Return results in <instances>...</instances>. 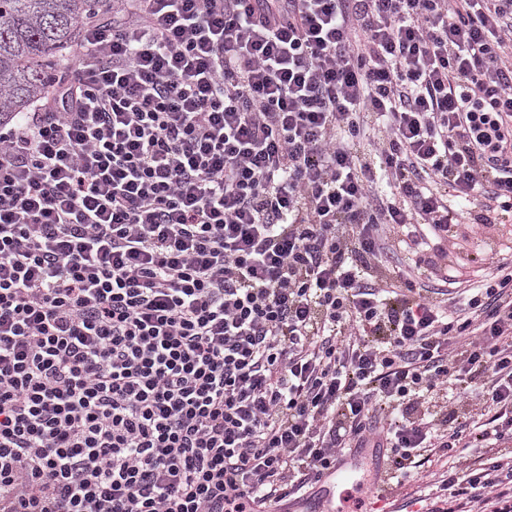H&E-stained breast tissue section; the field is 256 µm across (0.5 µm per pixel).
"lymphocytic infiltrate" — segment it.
I'll list each match as a JSON object with an SVG mask.
<instances>
[{"label": "lymphocytic infiltrate", "mask_w": 512, "mask_h": 512, "mask_svg": "<svg viewBox=\"0 0 512 512\" xmlns=\"http://www.w3.org/2000/svg\"><path fill=\"white\" fill-rule=\"evenodd\" d=\"M111 7L0 124V512H275L475 443L434 512H512V0ZM474 253L472 250H463L462 259L460 261L461 266L457 267L456 270L448 271V275L453 278H448V280L459 282L452 285H447L448 288H464V286L469 283L465 282L467 280L479 279V277L483 276L487 271H485V267L477 260L472 259L471 254ZM346 460L345 458H341L340 461L336 464V469H333L321 477V481L309 485L301 490L299 493L288 498V501H285L287 505L285 507L288 508L287 512L291 511H300L304 510V503L306 501H310L316 499L322 495L323 484L326 482H330V479L339 480L346 478L348 475V471L346 470ZM322 482V483H321ZM298 498V499H296Z\"/></svg>", "instance_id": "lymphocytic-infiltrate-1"}]
</instances>
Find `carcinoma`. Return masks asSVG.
I'll use <instances>...</instances> for the list:
<instances>
[{"label":"carcinoma","instance_id":"carcinoma-1","mask_svg":"<svg viewBox=\"0 0 512 512\" xmlns=\"http://www.w3.org/2000/svg\"><path fill=\"white\" fill-rule=\"evenodd\" d=\"M95 0H0V123L44 96Z\"/></svg>","mask_w":512,"mask_h":512}]
</instances>
